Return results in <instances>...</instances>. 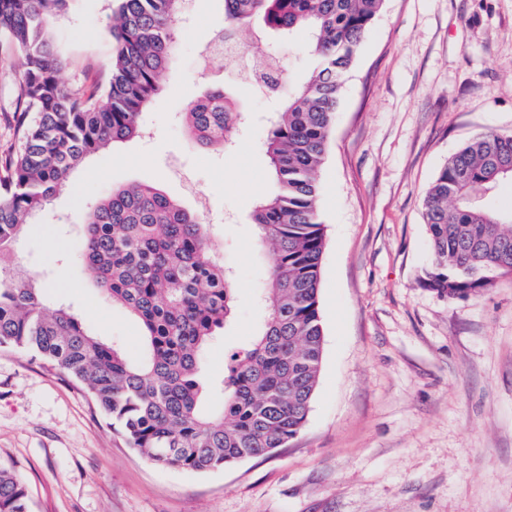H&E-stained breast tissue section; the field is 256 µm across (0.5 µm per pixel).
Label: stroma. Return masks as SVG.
I'll return each mask as SVG.
<instances>
[{"mask_svg": "<svg viewBox=\"0 0 512 512\" xmlns=\"http://www.w3.org/2000/svg\"><path fill=\"white\" fill-rule=\"evenodd\" d=\"M113 8L70 0L51 19L67 85L107 84ZM193 12L143 114L145 135L76 169L0 271L29 270L50 303L139 359L136 321L67 257L101 196L155 184L211 225L236 273V317L204 354L202 402L216 410L227 354L263 317L249 214L273 188L266 119L278 99L205 58L224 25L221 0H193ZM5 43L0 35V158L18 146L22 79ZM212 86L237 91L246 111L228 151L197 148L181 121ZM488 131L512 132V0H386L346 76L319 182L324 357L303 429L221 470L162 467L71 377L0 347V465L23 479L31 512H512V275L465 299L419 283L431 262L422 193Z\"/></svg>", "mask_w": 512, "mask_h": 512, "instance_id": "obj_1", "label": "stroma"}]
</instances>
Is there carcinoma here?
I'll return each mask as SVG.
<instances>
[{"mask_svg": "<svg viewBox=\"0 0 512 512\" xmlns=\"http://www.w3.org/2000/svg\"><path fill=\"white\" fill-rule=\"evenodd\" d=\"M70 0H0V35L21 57L18 98L24 113L19 147L0 177V254L13 249L30 220L86 158L142 135L140 118L159 93L160 74L174 62L175 22L188 0H116L109 20L110 78L100 96L60 80L51 16ZM385 0H224L222 33L251 29L269 50L273 35L316 60L294 89L279 79L266 155L274 191L260 198L258 226L264 309L250 344L224 366L223 404L200 408L206 346L233 307L232 268L214 254L211 227L152 183L114 189L88 211L73 260L104 297L140 326L143 357L91 334L68 308L51 310L46 289L26 272L0 275V346L35 354L69 374L119 424L131 447L150 460L191 472L271 454L305 425L323 356L319 308L326 245L317 195L344 76ZM242 109L222 87L184 112L195 146L235 143ZM512 181V133L477 135L448 159L423 193L431 264L420 285L442 298L475 295L512 273V212L487 198ZM0 512H29L14 472L0 466Z\"/></svg>", "mask_w": 512, "mask_h": 512, "instance_id": "1", "label": "carcinoma"}]
</instances>
